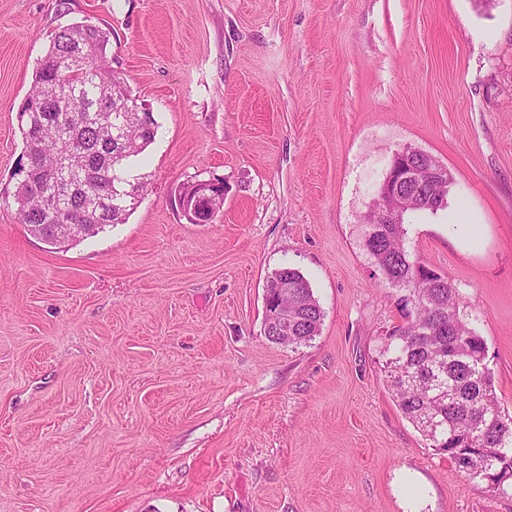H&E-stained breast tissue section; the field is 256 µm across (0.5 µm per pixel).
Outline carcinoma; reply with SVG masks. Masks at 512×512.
<instances>
[{"mask_svg": "<svg viewBox=\"0 0 512 512\" xmlns=\"http://www.w3.org/2000/svg\"><path fill=\"white\" fill-rule=\"evenodd\" d=\"M108 44V33L98 26L90 29L82 21L61 27L19 107L25 150L12 174L13 200L20 222L33 235L80 216L83 208L96 204L101 184L111 187L112 196L98 211L89 236L126 223L138 204L135 182L124 173L154 142L158 125L154 116L144 124L142 113L132 111L138 99L108 66ZM64 153L94 162V180L84 181L72 171L66 180L76 190L60 188L44 172L43 161ZM407 191L415 197V213L445 207L446 187L437 199L425 184H410ZM35 193L51 198L54 206L33 207ZM405 235L402 223L370 224L363 238V248L383 278L407 291L405 322L384 337L394 399L434 450L451 459L467 455L474 467L492 459V489L505 493L509 481H500L495 473L512 472V417L499 405L485 342L461 320V298L452 282L412 258ZM285 287L288 304L296 307V324L286 340L272 324H263V333L273 343L297 347L319 333L324 313L299 270L282 267L266 282L272 299Z\"/></svg>", "mask_w": 512, "mask_h": 512, "instance_id": "1", "label": "carcinoma"}]
</instances>
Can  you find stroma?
Instances as JSON below:
<instances>
[{"instance_id":"stroma-1","label":"stroma","mask_w":512,"mask_h":512,"mask_svg":"<svg viewBox=\"0 0 512 512\" xmlns=\"http://www.w3.org/2000/svg\"><path fill=\"white\" fill-rule=\"evenodd\" d=\"M158 123L126 223L58 247L11 198L18 109L60 26ZM453 175L407 215L512 415V0H0V512H512L402 415L404 289L363 248L393 155ZM224 183L213 222L176 191ZM324 311L263 333L267 278ZM282 286L288 289H282L284 288ZM267 290H269L271 301L287 290L288 304H293L297 308L295 317L292 313H288V308H280L273 317L277 329L282 334L288 335V340L277 335L273 323L267 324L264 313L263 333L269 341L288 345V347H297L306 344L319 333L324 313L314 297L309 281L299 270L288 266L276 270L266 282L265 293ZM295 319L294 328L288 327ZM288 329L291 330L289 334Z\"/></svg>"}]
</instances>
